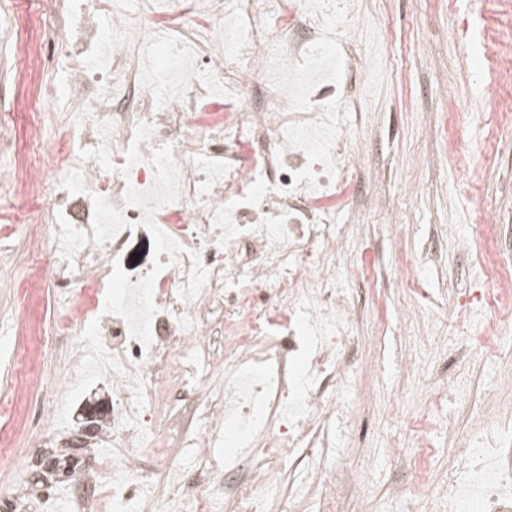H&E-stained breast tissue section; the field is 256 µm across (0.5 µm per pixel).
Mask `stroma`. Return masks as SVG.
I'll return each mask as SVG.
<instances>
[{
    "mask_svg": "<svg viewBox=\"0 0 512 512\" xmlns=\"http://www.w3.org/2000/svg\"><path fill=\"white\" fill-rule=\"evenodd\" d=\"M69 0L40 17L41 0H5L16 30H0V113L13 115V136L0 137V173L9 172L17 147L32 133L55 143L62 118L53 112L34 129L24 102L31 94L13 74L18 32L33 39L43 72L55 66ZM512 0H356L349 24L362 47L378 59L363 94L371 105L363 119L372 138L363 151L353 194L336 206V232L349 259L361 245L379 259L361 284L362 304L353 333L366 337L354 366L357 387L337 394L347 409L338 436L358 483L344 489L336 512H427L426 495L408 480L392 498L394 477L428 448L432 470L443 473L455 448L469 438L479 416L512 407V318L469 306L470 295L497 286L496 267L512 260V144L497 143L491 103L494 78L472 80L486 35L512 39L506 20ZM457 93L462 111L448 108ZM0 188V254L23 273L31 259L48 264L50 250L30 253L26 228L13 224ZM490 208L500 224L495 242L474 230L479 211ZM436 250L440 259L424 270L422 292H400V276H416L403 258ZM27 305L0 288V400L10 398L16 362L24 355L21 326ZM38 424L16 434V445L39 452L66 436L73 418L57 412L54 394L39 395Z\"/></svg>",
    "mask_w": 512,
    "mask_h": 512,
    "instance_id": "35a3bbf8",
    "label": "stroma"
}]
</instances>
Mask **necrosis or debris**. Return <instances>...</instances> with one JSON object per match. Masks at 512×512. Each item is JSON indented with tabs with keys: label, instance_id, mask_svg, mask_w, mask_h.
I'll return each mask as SVG.
<instances>
[{
	"label": "necrosis or debris",
	"instance_id": "necrosis-or-debris-1",
	"mask_svg": "<svg viewBox=\"0 0 512 512\" xmlns=\"http://www.w3.org/2000/svg\"><path fill=\"white\" fill-rule=\"evenodd\" d=\"M64 40L85 59L66 69L56 85L39 89L26 102L32 110L58 106L68 122L58 142L32 163L22 145L12 168L17 194L43 201L31 209L32 245L49 240V274L29 267L25 281H0L36 296L43 277L77 302L57 319L72 336V354L61 372L70 386L105 383L112 392V428L90 476L42 495L41 512H100L111 498L112 512H285L275 494L289 448H315L331 469L314 465L299 490L314 512H333L336 471L345 458L336 447L342 408L329 390L353 388L356 343L351 307L341 289L358 269L375 266L363 250L356 262L338 265L343 251L331 208L347 196L360 156L345 135V118L362 111L353 86L364 79L367 58L350 26L336 23L351 12V0H192L196 26L183 37L168 33V12L149 0L113 9L100 18L92 0H71ZM165 44L169 65L149 74L142 42ZM500 63L503 86L492 104L495 135L512 138V44L488 41ZM202 73L210 93L193 91ZM261 84L264 102H241L245 87ZM110 120L113 170L80 152L99 145L96 124ZM153 125L152 138L138 144L143 156L129 176L119 172L135 127ZM169 143L182 172V195L155 213L157 225L186 248L178 264L154 255L149 232L139 224L141 209L126 206L127 187L151 186L148 164L154 148ZM80 169L87 193L71 194L61 182ZM121 209L130 225L104 245L93 242V195ZM197 252L209 275L200 294L182 299L190 252ZM164 263L154 284L158 311L153 342L132 339L126 321L104 311L114 264L137 283ZM234 309L224 328V374H211L202 318L211 305ZM27 371L9 406H0V459L26 460L9 434L18 415L28 414L33 392L44 389L41 353L49 343L40 320L28 316ZM312 340L306 372L286 376L295 336ZM288 337L278 352L266 340ZM209 399L199 430L184 439L182 454L169 458L163 482L172 495L156 505L137 483L150 449L148 432L157 406L182 399L185 379ZM257 449L260 462L243 477H231L223 458L228 435ZM429 512H512V426L495 418L492 429L457 449L456 460L429 494Z\"/></svg>",
	"mask_w": 512,
	"mask_h": 512
}]
</instances>
